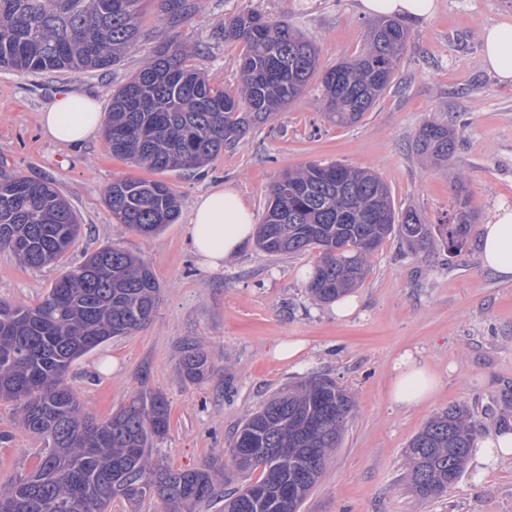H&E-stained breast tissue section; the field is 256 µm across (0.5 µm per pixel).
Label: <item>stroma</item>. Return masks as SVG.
<instances>
[{
	"mask_svg": "<svg viewBox=\"0 0 512 512\" xmlns=\"http://www.w3.org/2000/svg\"><path fill=\"white\" fill-rule=\"evenodd\" d=\"M178 27L165 21L162 0H147L139 41L108 71L20 74L0 68V168L51 181L84 231L51 265L34 269L0 250V302L34 304L86 254L117 245L142 257L160 295L152 321L112 338L77 359L70 386L87 410L109 418L140 391L162 392L169 429L153 456L165 468L190 470L224 463V450L245 419L274 393L311 376L349 391L355 406L326 472L300 512H512V458L488 474L466 466L447 494L418 498L407 478L405 452L428 419L448 406H468L477 435L512 424V282L486 272L479 249L452 254L442 242L411 250L390 235L370 257V273L352 296L359 307L336 319L331 304L314 303L303 269L319 258L312 249L272 255L248 243L224 269H201L187 238L197 197L224 185L238 190L262 220L278 175L310 162L374 168L396 209L413 208L438 224L456 210L450 180L461 174L476 224L494 207L512 205V84L500 83L481 63L480 32L512 21V0H436L435 14L410 25V38L391 87L350 127L330 122L318 80L266 125L250 131L196 171L158 173L179 196L176 223L145 237L121 224L105 203L113 181L146 177V170L113 157L104 138L68 147L43 135L39 114L61 90L76 87L110 110L113 93L163 41L193 47L190 66L218 86L239 80L242 42L224 38V23L257 11L288 20L319 48L328 69L365 46L369 16L356 0H196ZM437 121L456 132L447 167L416 154L420 126ZM307 340L304 366L279 361L272 348ZM211 363L206 380L182 379L187 345ZM412 351L438 375L436 393L402 408L388 397L393 359ZM0 483L33 469L43 442L0 401Z\"/></svg>",
	"mask_w": 512,
	"mask_h": 512,
	"instance_id": "stroma-1",
	"label": "stroma"
}]
</instances>
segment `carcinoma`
<instances>
[{
	"label": "carcinoma",
	"instance_id": "1",
	"mask_svg": "<svg viewBox=\"0 0 512 512\" xmlns=\"http://www.w3.org/2000/svg\"><path fill=\"white\" fill-rule=\"evenodd\" d=\"M145 0H0V68L19 73L103 71L139 34ZM170 25L184 21L193 0H163ZM224 37L245 53L239 83L216 86L185 64L191 50L163 42L112 95L105 139L112 156L151 171L201 167L251 128L267 124L320 73L323 105L338 126H351L390 87L409 30L384 17L361 54L322 72L318 47L287 21L248 11L224 23ZM454 129L427 122L417 154L446 161ZM457 212L428 224L413 208L396 210L391 191L371 169L309 163L271 185L257 246L279 255L318 248L307 281L311 298L329 302L366 277L369 256L397 231L413 249L440 239L450 252L469 246L474 216L461 177ZM105 202L130 229L159 234L180 214L167 183L122 178ZM82 225L49 181L0 172V249L31 268L54 263ZM159 286L148 264L117 245L92 252L64 273L35 305L0 303V400L17 402L19 422L46 443L25 476L0 485V512H107L112 498L160 501L162 512H195L209 503L226 473L210 466L173 471L152 458L153 439L169 427L160 392L131 395L106 420L93 417L67 384L71 364L97 346L149 323ZM211 371L207 354L186 350L181 372L198 384ZM354 399L336 381L312 378L274 394L237 430L229 466L260 477L225 499L224 512H300L337 448ZM467 407L431 417L408 445L409 483L420 498L450 492L473 445Z\"/></svg>",
	"mask_w": 512,
	"mask_h": 512
}]
</instances>
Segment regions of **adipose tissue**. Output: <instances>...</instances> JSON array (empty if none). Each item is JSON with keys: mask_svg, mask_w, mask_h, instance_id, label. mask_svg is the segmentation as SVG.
Segmentation results:
<instances>
[{"mask_svg": "<svg viewBox=\"0 0 512 512\" xmlns=\"http://www.w3.org/2000/svg\"><path fill=\"white\" fill-rule=\"evenodd\" d=\"M367 16H398L418 21L431 16L436 0H359ZM482 63L501 82L512 84V22L502 21L481 31ZM43 133L54 141L81 146L101 131L100 103L92 96L69 90L60 93L40 114ZM255 232L252 213L238 191L216 186L196 200L189 223L192 249L202 268L217 271L237 255ZM480 254L484 269L512 282V207L498 206L482 225ZM439 386L437 375L412 353L394 362L389 398L410 407L430 398Z\"/></svg>", "mask_w": 512, "mask_h": 512, "instance_id": "1", "label": "adipose tissue"}]
</instances>
